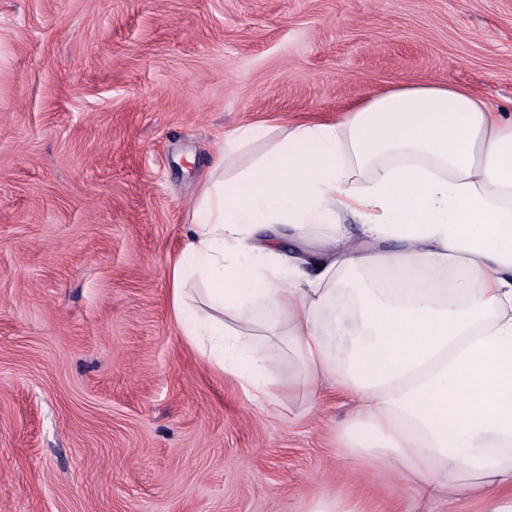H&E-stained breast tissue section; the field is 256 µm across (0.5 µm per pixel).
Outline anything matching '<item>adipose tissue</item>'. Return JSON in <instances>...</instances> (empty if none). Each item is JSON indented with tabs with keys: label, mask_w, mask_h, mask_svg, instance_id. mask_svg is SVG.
<instances>
[{
	"label": "adipose tissue",
	"mask_w": 512,
	"mask_h": 512,
	"mask_svg": "<svg viewBox=\"0 0 512 512\" xmlns=\"http://www.w3.org/2000/svg\"><path fill=\"white\" fill-rule=\"evenodd\" d=\"M272 134L267 153L225 172V157ZM274 225L313 235L318 252L283 253ZM350 270L377 278L346 292ZM168 279L183 336L262 412L330 381L354 403L338 455L430 505L512 512V116L428 80L336 123L240 125L200 179ZM271 339L298 379L269 372Z\"/></svg>",
	"instance_id": "obj_1"
}]
</instances>
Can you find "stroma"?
<instances>
[{
    "label": "stroma",
    "mask_w": 512,
    "mask_h": 512,
    "mask_svg": "<svg viewBox=\"0 0 512 512\" xmlns=\"http://www.w3.org/2000/svg\"><path fill=\"white\" fill-rule=\"evenodd\" d=\"M419 80L512 114V0H0V512H424L337 457L344 397L217 374L167 279L226 133ZM308 512H368V510L364 503L336 494L316 500Z\"/></svg>",
    "instance_id": "1"
}]
</instances>
